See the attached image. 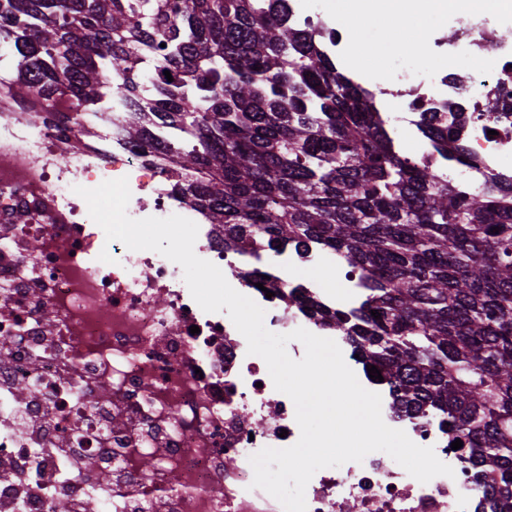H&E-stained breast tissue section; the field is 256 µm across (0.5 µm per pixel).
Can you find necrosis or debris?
<instances>
[{"label":"necrosis or debris","instance_id":"necrosis-or-debris-1","mask_svg":"<svg viewBox=\"0 0 512 512\" xmlns=\"http://www.w3.org/2000/svg\"><path fill=\"white\" fill-rule=\"evenodd\" d=\"M452 54L416 73H393L388 111L440 123L461 109L467 151L461 185L512 177V27L458 17ZM497 103L487 117V102ZM111 113L87 116L65 135L34 125L0 100V512H283L252 485L251 455L299 438L295 407L275 390L264 360L226 312H204L182 268L157 252L112 245L99 260L102 229L76 187L92 189L126 167L140 177L127 213L177 214L197 223L196 255L266 311L278 334L330 329L290 304L315 293L307 269L317 250L288 249L287 262L240 264L224 229L170 197L167 174L112 133ZM198 334H191V326ZM454 470L428 483L388 454L319 470L305 490L307 512H493L473 474L437 426L405 429Z\"/></svg>","mask_w":512,"mask_h":512}]
</instances>
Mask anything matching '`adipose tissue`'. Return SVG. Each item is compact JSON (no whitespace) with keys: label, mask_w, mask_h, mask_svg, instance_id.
Wrapping results in <instances>:
<instances>
[{"label":"adipose tissue","mask_w":512,"mask_h":512,"mask_svg":"<svg viewBox=\"0 0 512 512\" xmlns=\"http://www.w3.org/2000/svg\"><path fill=\"white\" fill-rule=\"evenodd\" d=\"M348 15L365 18L377 13L391 19L415 18L429 24L445 20L448 10L512 11V0H344Z\"/></svg>","instance_id":"adipose-tissue-1"}]
</instances>
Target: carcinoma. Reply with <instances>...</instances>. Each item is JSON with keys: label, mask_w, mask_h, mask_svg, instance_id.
I'll return each mask as SVG.
<instances>
[{"label": "carcinoma", "mask_w": 512, "mask_h": 512, "mask_svg": "<svg viewBox=\"0 0 512 512\" xmlns=\"http://www.w3.org/2000/svg\"><path fill=\"white\" fill-rule=\"evenodd\" d=\"M290 15L289 0H0V87L56 128L118 109L126 141L171 157V196L243 256L335 254L355 300L300 310L381 371L394 417L462 440L512 512V179L462 190L402 156L375 93ZM415 125L440 162L476 165L460 117Z\"/></svg>", "instance_id": "1"}]
</instances>
